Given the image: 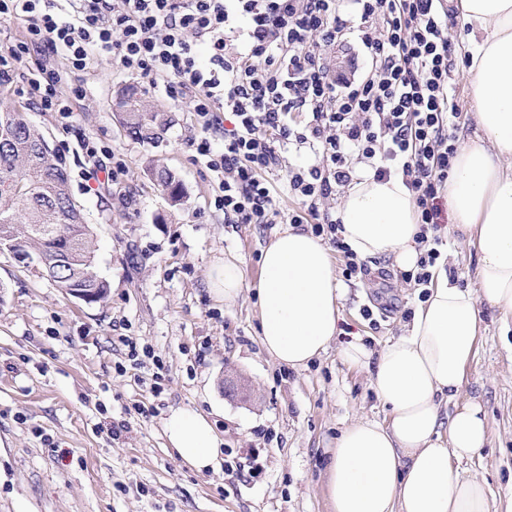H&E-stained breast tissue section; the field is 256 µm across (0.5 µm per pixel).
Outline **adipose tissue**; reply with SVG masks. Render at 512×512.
Instances as JSON below:
<instances>
[{
	"instance_id": "1",
	"label": "adipose tissue",
	"mask_w": 512,
	"mask_h": 512,
	"mask_svg": "<svg viewBox=\"0 0 512 512\" xmlns=\"http://www.w3.org/2000/svg\"><path fill=\"white\" fill-rule=\"evenodd\" d=\"M470 58L468 109L479 132L458 150L448 177V212L482 257L475 287L453 282L444 264L432 270L427 299L406 332L380 351L360 339L342 349L353 366H373L372 388L387 421L360 420L342 430L331 450L325 488L330 512H512V491L496 496L454 469L487 442L480 402L468 400L441 418L477 353L482 331L477 305L512 314V0H458ZM341 235L362 257L391 256L414 266L416 206L402 176L362 172L336 212ZM254 287L260 340L276 362L303 368L338 334V281L322 238L288 229L261 256ZM167 441L196 471L213 468L223 441L203 413L171 411Z\"/></svg>"
}]
</instances>
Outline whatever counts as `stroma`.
Listing matches in <instances>:
<instances>
[{"label": "stroma", "mask_w": 512, "mask_h": 512, "mask_svg": "<svg viewBox=\"0 0 512 512\" xmlns=\"http://www.w3.org/2000/svg\"><path fill=\"white\" fill-rule=\"evenodd\" d=\"M86 96L63 127L36 111L20 84L0 86L65 157L71 191L93 237L106 297L67 296L38 262L0 254V512H329L325 471L342 430L359 419H387L365 369L340 351L352 337L373 349L402 335L419 304L391 257H370L367 275L345 283L341 332L307 367L275 363L260 344L254 286L263 248L279 224H228L214 204L217 182L188 141L196 116L163 93L141 92L111 65L76 74ZM168 123L158 140H138L118 109L129 89ZM90 140L99 153L88 157ZM114 180L87 191L95 163ZM168 167L184 198L172 204L150 179ZM441 259L460 287L480 252L449 215L438 226ZM245 287L225 305L208 285L227 253ZM371 316H364V309ZM483 333L459 401L477 397L489 442L459 464L466 476L502 493L512 489V315L479 303ZM236 376L243 393L224 390ZM189 407L210 417L224 440L216 470L195 472L168 446L164 422ZM126 428L112 435V424ZM262 451L260 481L247 477L246 449Z\"/></svg>", "instance_id": "1"}]
</instances>
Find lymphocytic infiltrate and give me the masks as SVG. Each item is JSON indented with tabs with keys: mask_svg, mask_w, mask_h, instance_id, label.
Masks as SVG:
<instances>
[{
	"mask_svg": "<svg viewBox=\"0 0 512 512\" xmlns=\"http://www.w3.org/2000/svg\"><path fill=\"white\" fill-rule=\"evenodd\" d=\"M0 20L22 27L0 47V80L21 81L37 111L69 125L86 95L73 75L110 62L195 112L189 144L215 174L225 223L311 225L342 253L346 279L365 264L324 199L361 165L378 179L402 175L421 250L404 277L428 288L458 151L445 0H0ZM349 37L369 62L364 77L328 67L327 50ZM290 145L316 163L284 166ZM280 170L300 201L287 212L269 180Z\"/></svg>",
	"mask_w": 512,
	"mask_h": 512,
	"instance_id": "1",
	"label": "lymphocytic infiltrate"
}]
</instances>
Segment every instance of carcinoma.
I'll list each match as a JSON object with an SVG mask.
<instances>
[{
	"instance_id": "carcinoma-1",
	"label": "carcinoma",
	"mask_w": 512,
	"mask_h": 512,
	"mask_svg": "<svg viewBox=\"0 0 512 512\" xmlns=\"http://www.w3.org/2000/svg\"><path fill=\"white\" fill-rule=\"evenodd\" d=\"M167 124L159 112L131 113L128 133L153 140ZM151 179L177 204L182 184L171 170L156 167ZM36 250L43 269L61 291L85 290L103 300L108 283L95 271L91 230L70 190L65 159L49 149L40 130L0 97V252L30 258Z\"/></svg>"
}]
</instances>
